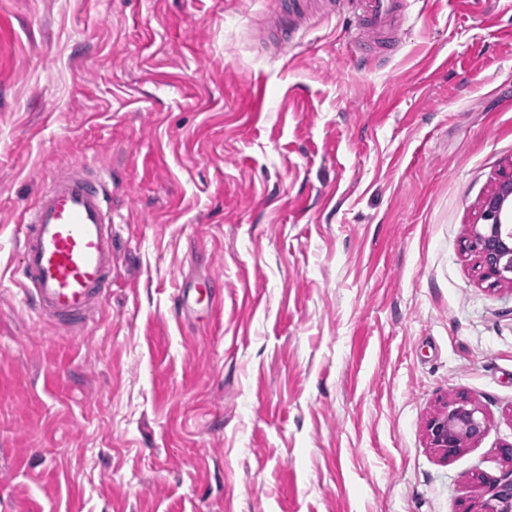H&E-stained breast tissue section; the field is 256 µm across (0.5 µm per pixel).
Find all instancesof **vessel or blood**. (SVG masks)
Listing matches in <instances>:
<instances>
[{
    "label": "vessel or blood",
    "instance_id": "1",
    "mask_svg": "<svg viewBox=\"0 0 512 512\" xmlns=\"http://www.w3.org/2000/svg\"><path fill=\"white\" fill-rule=\"evenodd\" d=\"M408 6V0H359L350 29L351 53L363 54L373 42L394 52ZM306 16L305 0H276L275 55L297 46V22ZM111 196V176L75 163L23 212V262L16 273L22 302L37 318L69 334L83 331L112 292Z\"/></svg>",
    "mask_w": 512,
    "mask_h": 512
}]
</instances>
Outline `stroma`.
<instances>
[{
    "label": "stroma",
    "mask_w": 512,
    "mask_h": 512,
    "mask_svg": "<svg viewBox=\"0 0 512 512\" xmlns=\"http://www.w3.org/2000/svg\"><path fill=\"white\" fill-rule=\"evenodd\" d=\"M272 7L0 0V512H479L505 467L512 284L464 240L512 167V0H411L362 62L337 14L275 56ZM73 161L114 217L77 335L14 278ZM211 275L216 318L176 320ZM461 393L488 429L445 461ZM488 422L481 409L467 396L446 401L425 422V435L430 448L444 459L457 455L477 442L486 432Z\"/></svg>",
    "instance_id": "1"
}]
</instances>
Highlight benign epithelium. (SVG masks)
I'll return each instance as SVG.
<instances>
[{"label":"benign epithelium","mask_w":512,"mask_h":512,"mask_svg":"<svg viewBox=\"0 0 512 512\" xmlns=\"http://www.w3.org/2000/svg\"><path fill=\"white\" fill-rule=\"evenodd\" d=\"M467 248L477 268L492 284H512V173L503 177L480 205L479 223L470 227ZM488 422L481 409L467 396L446 403L425 422L429 447L444 459L477 442ZM487 498L482 512H512V467L496 477L480 478Z\"/></svg>","instance_id":"1"}]
</instances>
